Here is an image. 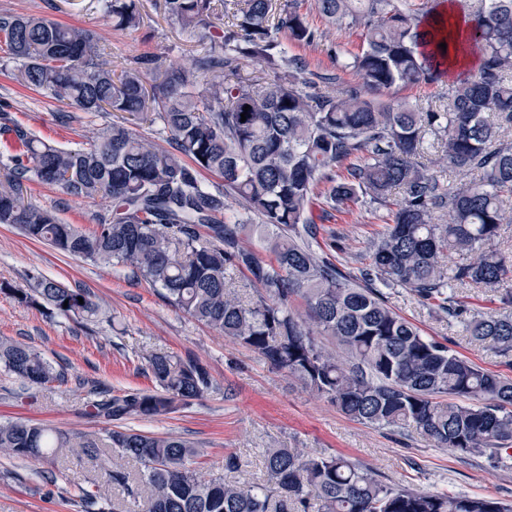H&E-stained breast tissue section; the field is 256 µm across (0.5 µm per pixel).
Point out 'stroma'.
Here are the masks:
<instances>
[{
    "label": "stroma",
    "instance_id": "obj_1",
    "mask_svg": "<svg viewBox=\"0 0 512 512\" xmlns=\"http://www.w3.org/2000/svg\"><path fill=\"white\" fill-rule=\"evenodd\" d=\"M296 6L318 37L309 45H290V53L302 59L307 71L337 73L335 54L358 51L360 29L331 27L313 0H296ZM1 12L47 16L92 30L107 62L118 67L142 58L188 67L210 48L204 32L190 34L168 20L162 0H140L141 24L127 30L113 28L103 0H0ZM0 112L63 148L85 145L113 120L112 113L88 114L28 89L1 70ZM27 197L87 231L95 228L110 205L106 199L71 198L58 187L36 180L29 182ZM312 216L317 220L320 245L328 244L331 232L342 234V256L352 268L367 262L368 242L384 227L360 203L339 206L327 219L317 209ZM33 274L89 290L101 313L97 321L86 324L59 314L45 315L0 294V337L34 346L65 374L64 381L39 386L22 383L0 369V421L31 419L62 431L105 435L114 424L90 414L87 403L92 388L112 394L148 389L152 381L144 371L146 354L190 356L207 366L214 392L172 414L133 418L125 425L193 442L202 450L194 465L204 474L221 473L225 457L232 455L238 463L233 480L262 483L265 449L302 448L312 454L345 455L408 488L512 503V465L494 467L480 455L461 459L448 449L432 447L419 434L406 436L354 421L297 379L271 369L255 352L176 311L128 269L65 255L26 238L11 225L0 224V279L24 288ZM388 304L424 335L446 343L488 371L512 378L511 359L469 342L461 324L441 318L410 291L390 290ZM97 476L96 464L86 459L2 458L0 512H81L79 491L90 487Z\"/></svg>",
    "mask_w": 512,
    "mask_h": 512
}]
</instances>
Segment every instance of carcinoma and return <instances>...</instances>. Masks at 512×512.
I'll list each match as a JSON object with an SVG mask.
<instances>
[{
    "instance_id": "obj_1",
    "label": "carcinoma",
    "mask_w": 512,
    "mask_h": 512,
    "mask_svg": "<svg viewBox=\"0 0 512 512\" xmlns=\"http://www.w3.org/2000/svg\"><path fill=\"white\" fill-rule=\"evenodd\" d=\"M138 0H105L118 29L140 25ZM274 0H224L232 30L190 70L167 67L145 85L139 66L119 71L103 59L89 29L42 16L0 13V44L18 80L84 112L121 113L77 149L60 148L0 113L17 149L0 156V224L68 256L131 270L175 310L298 378L347 417L378 428L418 432L452 453L512 461V380L472 363L422 334L387 303L385 288H406L463 326L468 339L512 355V255L498 247L512 223V0H468L472 26L455 35L448 18L409 0H314L336 28L360 27L363 42L336 68L364 91L318 90L288 41L315 31L295 8ZM186 31L207 24L215 0H164ZM447 45L446 49L439 44ZM471 49L473 73L458 74L446 110H422L387 95L396 85L434 83L448 61ZM273 69L262 83L236 78L238 59ZM250 109H245V106ZM246 120H241V113ZM160 123L167 146L139 135L126 116ZM440 163L461 175L445 186L419 162L426 138ZM221 184L209 186L202 174ZM73 198L111 202L88 234L24 200L32 180ZM325 190H320V187ZM334 209L362 201L385 210V229L369 242V263L345 272L316 250V201ZM234 202L257 215L261 250L245 243ZM206 228L200 233V228ZM499 292L500 309L475 312L460 290ZM250 288L243 296L239 288ZM0 293L34 308L84 321L98 318L90 292L42 275L29 287L0 280ZM303 300L306 318L294 311ZM0 367L31 385L62 380L33 346L0 338ZM151 389L90 403L107 421L154 419L204 398L207 368L192 358L152 354ZM0 455L19 460L109 457L94 489H81L94 512L101 488L129 487L121 462L143 465L138 512H512L492 498L414 491L387 483L341 455L269 448L267 483L242 486L224 475L200 477L195 446L176 436L117 427L100 438L28 421L0 423Z\"/></svg>"
}]
</instances>
